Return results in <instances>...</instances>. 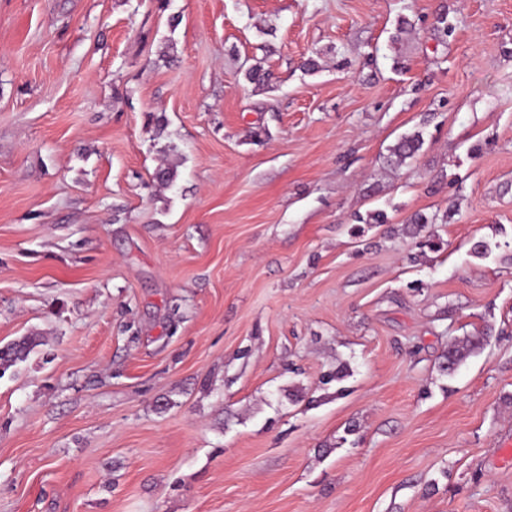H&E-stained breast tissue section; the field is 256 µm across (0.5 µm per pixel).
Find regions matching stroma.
I'll list each match as a JSON object with an SVG mask.
<instances>
[{"mask_svg":"<svg viewBox=\"0 0 512 512\" xmlns=\"http://www.w3.org/2000/svg\"><path fill=\"white\" fill-rule=\"evenodd\" d=\"M511 252L512 0H0V512H512ZM40 336H24L21 339L0 347V375L11 366L24 362L30 353L42 345Z\"/></svg>","mask_w":512,"mask_h":512,"instance_id":"35a3bbf8","label":"stroma"}]
</instances>
